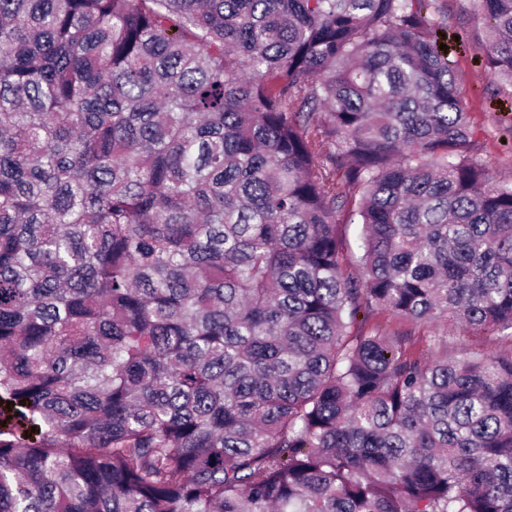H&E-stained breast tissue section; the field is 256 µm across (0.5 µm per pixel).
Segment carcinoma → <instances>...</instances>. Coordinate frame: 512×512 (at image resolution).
Listing matches in <instances>:
<instances>
[{"mask_svg":"<svg viewBox=\"0 0 512 512\" xmlns=\"http://www.w3.org/2000/svg\"><path fill=\"white\" fill-rule=\"evenodd\" d=\"M512 87V0H475ZM429 0H0V512H512V182ZM361 225L349 258L346 226ZM370 323H379L381 326L386 327L390 332L397 330L410 334L411 340L409 342V347L410 351L414 354L421 352L425 346V343L421 341L422 336L433 335V332L441 333L440 330H435L434 326L406 322L388 314L376 315L371 319ZM509 348L510 342L497 332L486 330L474 336L466 330L448 328V354L467 356L479 351L482 355L493 356Z\"/></svg>","mask_w":512,"mask_h":512,"instance_id":"cac0c4a2","label":"carcinoma"}]
</instances>
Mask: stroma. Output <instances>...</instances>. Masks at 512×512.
Returning <instances> with one entry per match:
<instances>
[{"label": "stroma", "mask_w": 512, "mask_h": 512, "mask_svg": "<svg viewBox=\"0 0 512 512\" xmlns=\"http://www.w3.org/2000/svg\"><path fill=\"white\" fill-rule=\"evenodd\" d=\"M436 6L475 132V149L497 180L512 182V88L496 80L485 64L486 38L473 0H437ZM510 348L512 342L496 332L476 336L458 328L448 331V351L457 356H493Z\"/></svg>", "instance_id": "1"}]
</instances>
